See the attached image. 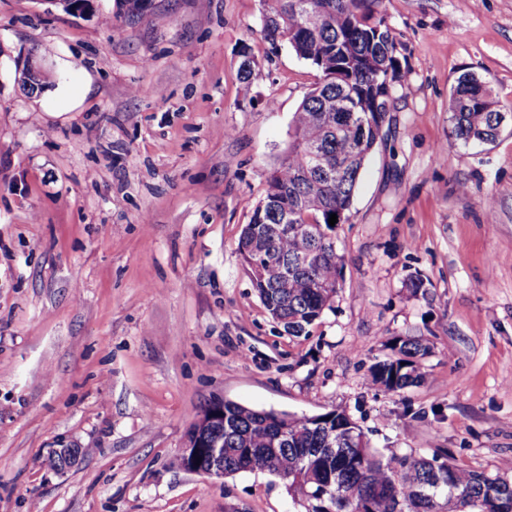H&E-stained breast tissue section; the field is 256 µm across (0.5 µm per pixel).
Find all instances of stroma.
<instances>
[{
	"instance_id": "stroma-1",
	"label": "stroma",
	"mask_w": 512,
	"mask_h": 512,
	"mask_svg": "<svg viewBox=\"0 0 512 512\" xmlns=\"http://www.w3.org/2000/svg\"><path fill=\"white\" fill-rule=\"evenodd\" d=\"M379 9L402 77L333 232L332 307L291 336L238 240L320 73L266 40L262 0H151L144 19L0 0V512H297L268 474L172 466L221 399L346 411L385 455L512 461V120L464 144L450 112L466 72L512 106V0ZM406 338L430 348L424 382L379 390L369 366ZM21 83L25 84L27 88L33 85L34 87L41 86L43 88L45 80H47V74L42 66L34 60L32 56H28L23 61L22 69H19Z\"/></svg>"
}]
</instances>
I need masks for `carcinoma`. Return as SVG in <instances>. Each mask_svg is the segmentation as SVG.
Here are the masks:
<instances>
[{
	"instance_id": "cac0c4a2",
	"label": "carcinoma",
	"mask_w": 512,
	"mask_h": 512,
	"mask_svg": "<svg viewBox=\"0 0 512 512\" xmlns=\"http://www.w3.org/2000/svg\"><path fill=\"white\" fill-rule=\"evenodd\" d=\"M265 38L288 44L322 73L294 113L283 157L265 196L244 225L238 251L271 318L288 334L307 332L331 307L340 256L330 215L347 219L371 142L375 93L401 78L396 40L378 0H264ZM125 14L143 18L144 0H121ZM491 89L473 73L460 75L451 98L454 138L493 143L505 120L490 109ZM428 347L405 339L396 357L370 367L371 381L397 392L423 380L418 360ZM209 410L186 438L211 435ZM224 477L262 471L283 481L302 512H512V480L448 461L409 454L386 457L372 448L344 411L307 417L254 410L224 401Z\"/></svg>"
}]
</instances>
